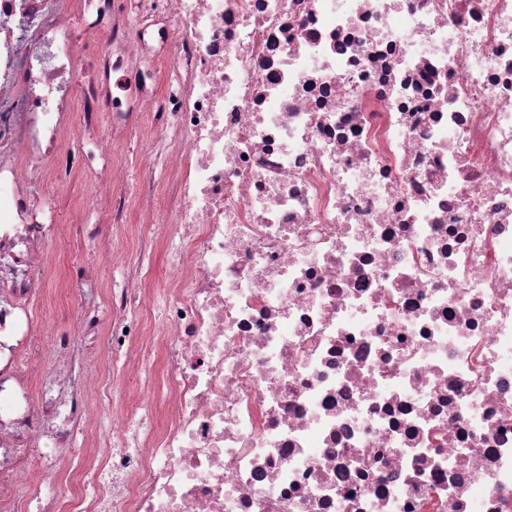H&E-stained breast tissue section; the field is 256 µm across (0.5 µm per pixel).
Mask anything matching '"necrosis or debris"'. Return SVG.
Masks as SVG:
<instances>
[{"label": "necrosis or debris", "instance_id": "obj_1", "mask_svg": "<svg viewBox=\"0 0 512 512\" xmlns=\"http://www.w3.org/2000/svg\"><path fill=\"white\" fill-rule=\"evenodd\" d=\"M132 7L131 38L112 0H0V512H512V0ZM77 20L110 44L78 102ZM144 114L167 180L106 289L103 136ZM87 172L80 311L40 325V196ZM81 340L158 356L162 424L151 391L105 416Z\"/></svg>", "mask_w": 512, "mask_h": 512}]
</instances>
